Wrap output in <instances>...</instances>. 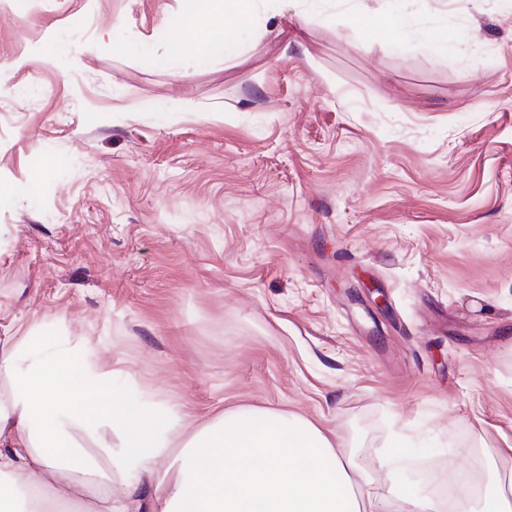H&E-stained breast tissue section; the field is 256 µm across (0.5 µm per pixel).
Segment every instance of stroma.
<instances>
[{
	"mask_svg": "<svg viewBox=\"0 0 512 512\" xmlns=\"http://www.w3.org/2000/svg\"><path fill=\"white\" fill-rule=\"evenodd\" d=\"M180 6L0 0V336L305 419L379 491L512 477V0H405L396 42L360 23L387 0H285L234 63L169 67Z\"/></svg>",
	"mask_w": 512,
	"mask_h": 512,
	"instance_id": "35a3bbf8",
	"label": "stroma"
}]
</instances>
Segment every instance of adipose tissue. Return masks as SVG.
Wrapping results in <instances>:
<instances>
[{
    "label": "adipose tissue",
    "mask_w": 512,
    "mask_h": 512,
    "mask_svg": "<svg viewBox=\"0 0 512 512\" xmlns=\"http://www.w3.org/2000/svg\"><path fill=\"white\" fill-rule=\"evenodd\" d=\"M259 27L258 0H185L167 61L233 60ZM114 377L35 328L0 336V512H384L391 501L401 512H448L444 500L404 485L366 492L335 435L312 423L236 408L200 422L174 406L130 401ZM77 425L118 433L117 473L81 452ZM475 500L479 512H512L498 482L478 493L461 484L454 506L470 512Z\"/></svg>",
    "instance_id": "adipose-tissue-1"
}]
</instances>
